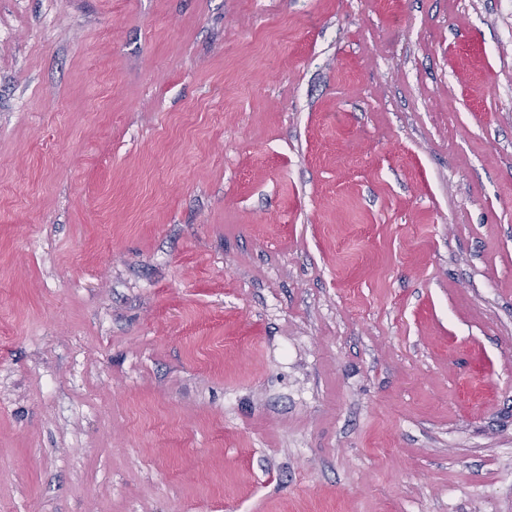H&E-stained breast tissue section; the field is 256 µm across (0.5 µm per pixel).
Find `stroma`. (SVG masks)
<instances>
[{
    "label": "stroma",
    "instance_id": "35a3bbf8",
    "mask_svg": "<svg viewBox=\"0 0 512 512\" xmlns=\"http://www.w3.org/2000/svg\"><path fill=\"white\" fill-rule=\"evenodd\" d=\"M0 512H512V0H0Z\"/></svg>",
    "mask_w": 512,
    "mask_h": 512
}]
</instances>
